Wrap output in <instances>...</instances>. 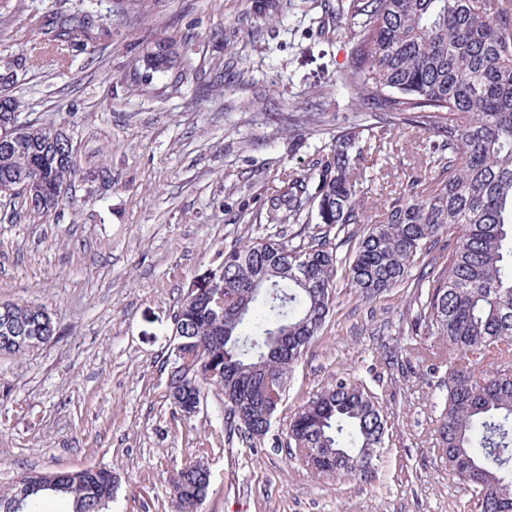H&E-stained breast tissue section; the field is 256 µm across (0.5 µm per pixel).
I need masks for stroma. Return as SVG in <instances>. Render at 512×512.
<instances>
[{
	"mask_svg": "<svg viewBox=\"0 0 512 512\" xmlns=\"http://www.w3.org/2000/svg\"><path fill=\"white\" fill-rule=\"evenodd\" d=\"M272 1L93 0L111 37L32 69L60 0H0V70L18 76L24 119L67 128L77 164L55 213L0 197V301L47 305L59 327L0 358V487L29 469L97 466L117 479L111 512H175L165 477L202 455V512H476L432 443L430 377L392 379L380 363L381 345L410 336L416 278L371 301L338 286L279 414L288 421L336 375L363 382L392 423L369 477L319 478L287 448L227 437L217 394L190 417L166 397L181 300L353 111L334 89L353 37L336 0ZM170 39L175 67L146 78L142 57ZM435 146L396 131L373 154L359 186L369 221L385 183H406Z\"/></svg>",
	"mask_w": 512,
	"mask_h": 512,
	"instance_id": "35a3bbf8",
	"label": "stroma"
}]
</instances>
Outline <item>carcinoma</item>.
<instances>
[{"instance_id": "carcinoma-1", "label": "carcinoma", "mask_w": 512, "mask_h": 512, "mask_svg": "<svg viewBox=\"0 0 512 512\" xmlns=\"http://www.w3.org/2000/svg\"><path fill=\"white\" fill-rule=\"evenodd\" d=\"M352 65L335 82L357 112L385 116L357 124L302 176L281 179L259 223L268 234L224 249L216 274L224 314L190 291L174 315L176 342L202 346L204 365L171 372V404L222 382L225 427L253 445L266 439L303 450L316 476L351 478L370 469L389 435L379 398L338 377L275 431L288 378L336 305L339 280L373 300L403 288L427 245L448 239V263L422 271L409 301L423 341L409 366L435 378V446L480 512H512V0H351ZM41 44L95 51L111 36L96 11L60 10L40 25ZM172 43L143 58L145 74L163 73ZM21 101L0 97V126L20 116ZM398 127L433 133L443 152L405 188L383 200V220L368 221L357 198L372 144ZM76 175L70 137L59 126L26 121L0 143V185L30 187L34 213L65 205ZM304 224L286 235L284 224ZM351 246L341 254V245ZM59 329L43 305L0 302V356L20 357L50 343ZM42 336L28 345L20 336ZM494 365L479 369V360ZM179 512H198L210 473L197 461L167 477ZM24 512L64 499L70 512H108L112 471L88 466L29 470L0 490L10 512L16 487Z\"/></svg>"}]
</instances>
